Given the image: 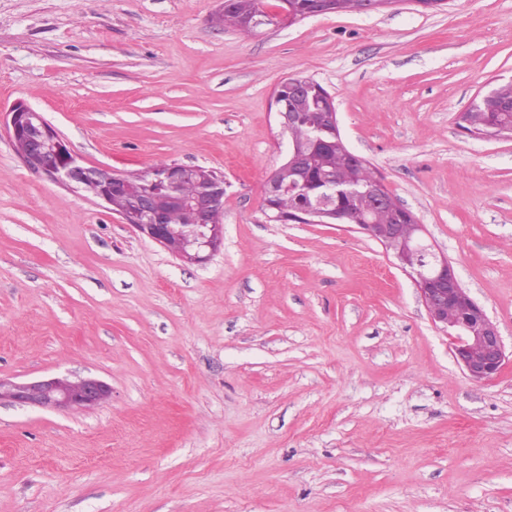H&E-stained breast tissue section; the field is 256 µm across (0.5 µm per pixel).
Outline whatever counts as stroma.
Masks as SVG:
<instances>
[{"mask_svg":"<svg viewBox=\"0 0 512 512\" xmlns=\"http://www.w3.org/2000/svg\"><path fill=\"white\" fill-rule=\"evenodd\" d=\"M221 0H0V111L87 163L224 174L190 264L0 129V376L94 377L99 406L0 403V512H512V361L470 380L410 271L353 224H279L264 185L306 76L512 351V140L459 115L512 81V0L245 34Z\"/></svg>","mask_w":512,"mask_h":512,"instance_id":"obj_1","label":"stroma"}]
</instances>
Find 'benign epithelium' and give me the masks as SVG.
<instances>
[{
	"mask_svg": "<svg viewBox=\"0 0 512 512\" xmlns=\"http://www.w3.org/2000/svg\"><path fill=\"white\" fill-rule=\"evenodd\" d=\"M290 21L288 7H277L254 24L278 26ZM276 120L281 132L299 118V113L283 106L280 95L274 96ZM5 126L24 162L51 179L73 188L96 186L95 197L109 204L120 194L131 198V207L120 213L124 223L168 246L171 236L180 235L186 249L177 256L190 263L207 259L223 240L224 225L210 220L212 211L224 209V175L218 173L201 181L197 194L183 197L178 187L197 177L199 168L167 164L149 169L147 183L118 173L105 165L82 161L75 150L57 133L44 115L24 103L14 104L6 112ZM480 139L512 138V126H498L469 131ZM330 199L322 198L313 207L300 212V219L321 223L330 215ZM173 206L191 212L194 223L176 232L168 224ZM358 229L393 251L399 266L414 275L417 289L432 321L448 331L451 350L457 363L475 382L495 378L507 360L502 337L495 323L470 296L460 282L448 258L438 255L423 238L422 224H377L361 219ZM110 395L109 387L97 378L72 380L66 376L27 383L0 377V402L52 408L57 410L88 409Z\"/></svg>",
	"mask_w": 512,
	"mask_h": 512,
	"instance_id": "obj_1",
	"label": "benign epithelium"
}]
</instances>
